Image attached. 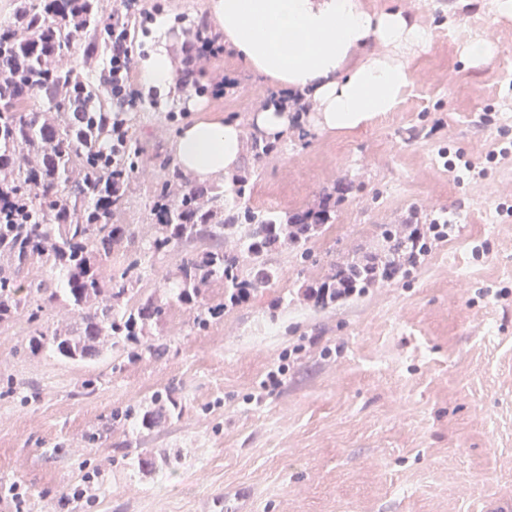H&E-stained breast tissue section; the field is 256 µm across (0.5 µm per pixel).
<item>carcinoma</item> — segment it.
<instances>
[{"instance_id":"cac0c4a2","label":"carcinoma","mask_w":512,"mask_h":512,"mask_svg":"<svg viewBox=\"0 0 512 512\" xmlns=\"http://www.w3.org/2000/svg\"><path fill=\"white\" fill-rule=\"evenodd\" d=\"M102 0H11L9 21L0 25V328L20 321L29 327L22 352L49 348L74 362L111 352L131 361L143 356L139 337L159 327L179 304L194 328L207 329L227 308L245 302L279 278L273 254L288 249L305 261L308 244L331 219L322 209L272 211L250 205V174L225 180L234 203L224 205V186L182 185L166 179L150 205L155 223L142 245L135 229L116 224L131 181L114 188L113 165L138 164L127 143L112 162V98L89 79L112 30L101 26ZM187 246L163 283L147 287L154 258ZM428 250L421 240L410 250L402 226L386 224L380 246L333 266L331 292L344 299L393 278L407 277ZM45 276L23 283L27 264ZM110 264L103 278L99 267ZM224 285L212 305L206 291ZM63 304L74 321L45 327L46 307ZM168 392L133 414L149 427L172 417Z\"/></svg>"}]
</instances>
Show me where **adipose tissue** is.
<instances>
[{
	"instance_id": "ef3b65f1",
	"label": "adipose tissue",
	"mask_w": 512,
	"mask_h": 512,
	"mask_svg": "<svg viewBox=\"0 0 512 512\" xmlns=\"http://www.w3.org/2000/svg\"><path fill=\"white\" fill-rule=\"evenodd\" d=\"M210 18L255 71L312 96L319 128L348 133L395 111L412 74L409 54L431 32L403 10H366L360 0H210ZM365 52L363 62L348 59ZM243 151L237 122L200 119L181 128L174 153L190 182L231 174Z\"/></svg>"
}]
</instances>
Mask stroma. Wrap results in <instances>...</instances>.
Returning <instances> with one entry per match:
<instances>
[{
  "instance_id": "1",
  "label": "stroma",
  "mask_w": 512,
  "mask_h": 512,
  "mask_svg": "<svg viewBox=\"0 0 512 512\" xmlns=\"http://www.w3.org/2000/svg\"><path fill=\"white\" fill-rule=\"evenodd\" d=\"M362 4L401 6L433 33L408 58L414 82L398 111L340 134L305 119L266 159L244 147L238 166L253 175L256 207L295 212L327 191L342 197L308 260L275 255L272 287L208 330L171 306L142 340L164 346L157 358L62 361L22 353L26 324L0 329V512H512V216L502 209L512 204V157L486 159L512 135V19L497 17L494 0ZM145 8L131 22L137 55L148 58L163 20L174 68L184 69L208 0ZM472 31L499 47L492 67L463 55ZM210 67L237 79L234 94L213 97L198 72L164 104L142 89L126 112L141 163L121 223H149L155 187L177 169L181 125L222 118L253 133L252 114L277 89L233 52ZM456 152L486 177L458 180L446 160ZM414 211L452 230L411 277L325 308L302 299L334 263L373 250L382 225ZM300 344L279 389L260 393ZM165 390L173 417L154 428L128 419ZM85 476L96 497L74 501Z\"/></svg>"
}]
</instances>
